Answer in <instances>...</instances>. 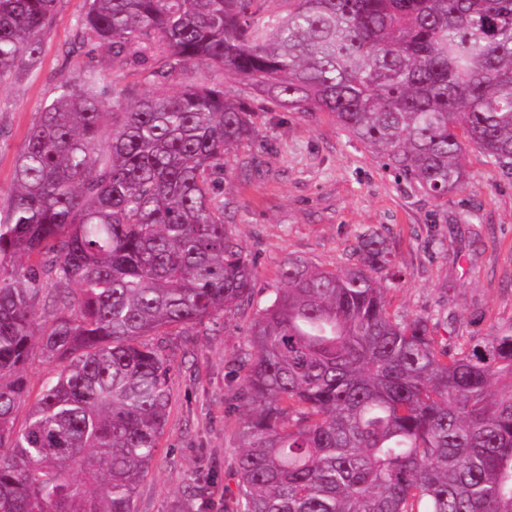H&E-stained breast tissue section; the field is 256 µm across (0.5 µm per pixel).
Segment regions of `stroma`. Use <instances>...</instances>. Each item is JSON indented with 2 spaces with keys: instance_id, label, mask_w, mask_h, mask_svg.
<instances>
[{
  "instance_id": "1",
  "label": "stroma",
  "mask_w": 512,
  "mask_h": 512,
  "mask_svg": "<svg viewBox=\"0 0 512 512\" xmlns=\"http://www.w3.org/2000/svg\"><path fill=\"white\" fill-rule=\"evenodd\" d=\"M85 9L86 0H57L39 69L0 80L1 201L42 107L60 84L78 79L85 61L116 89L140 79L134 70H113L104 50L79 46ZM254 106L261 133L235 148L218 189L233 234L255 262L259 289L206 334L171 337L170 412L136 512H179L185 479L211 463L219 487L235 490L240 412L226 397L241 381L234 367L249 351L250 321L272 298L284 260L340 269L359 236L376 233L403 274L387 293L392 313L439 318L444 338L482 337L512 322V181L500 179L482 154L468 152L464 186L435 200L383 169L328 115L309 122L261 96Z\"/></svg>"
}]
</instances>
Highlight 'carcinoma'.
Returning a JSON list of instances; mask_svg holds the SVG:
<instances>
[{
    "label": "carcinoma",
    "instance_id": "obj_1",
    "mask_svg": "<svg viewBox=\"0 0 512 512\" xmlns=\"http://www.w3.org/2000/svg\"><path fill=\"white\" fill-rule=\"evenodd\" d=\"M56 0H0V79L41 64ZM82 42L139 68L60 85L0 202V512H135L161 448L172 332L251 301L218 176L259 133L252 91L331 116L443 199L475 147L512 180V0H87ZM191 67L231 74L171 90ZM392 251L301 258L248 327L224 512H512V323L453 344L390 313ZM60 364L29 395L34 348ZM213 475L187 479L195 512Z\"/></svg>",
    "mask_w": 512,
    "mask_h": 512
}]
</instances>
